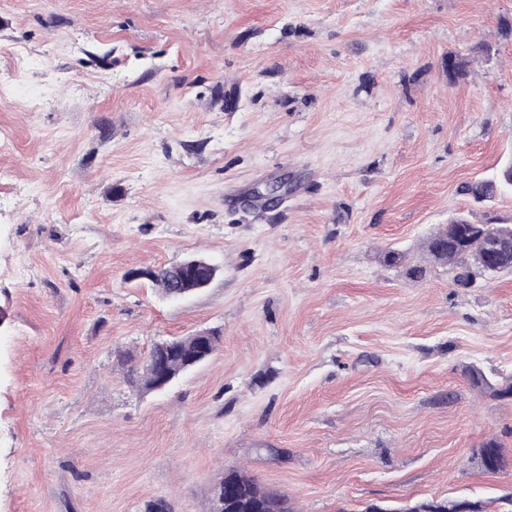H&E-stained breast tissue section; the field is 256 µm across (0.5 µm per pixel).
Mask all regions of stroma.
Segmentation results:
<instances>
[{"label":"stroma","mask_w":512,"mask_h":512,"mask_svg":"<svg viewBox=\"0 0 512 512\" xmlns=\"http://www.w3.org/2000/svg\"><path fill=\"white\" fill-rule=\"evenodd\" d=\"M0 88V512H204L236 468L293 512L512 495L471 459L512 401L466 372L512 375V273L424 247L512 224L464 191L512 153V0H0ZM191 256L193 295L140 276ZM458 216V221L439 228L427 240L425 250L430 258L455 269V282L462 288L482 275L485 254L494 246L502 249L505 260L496 273L512 271V224H478L465 214ZM472 228L478 231L471 232ZM506 231L510 238L504 237ZM474 283L470 282L469 287ZM220 343L221 336L218 333L204 336L195 334L153 345L141 368L132 365V360L125 356H120L119 360L130 362L125 376L127 383L138 390H158L161 378L153 368L151 359L164 355L166 374L172 381L180 373L210 357Z\"/></svg>","instance_id":"obj_1"}]
</instances>
